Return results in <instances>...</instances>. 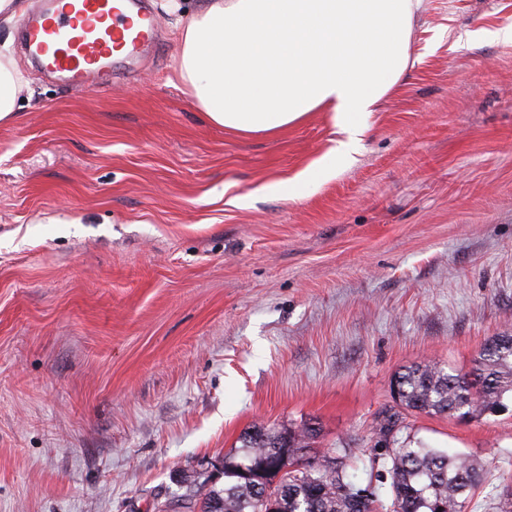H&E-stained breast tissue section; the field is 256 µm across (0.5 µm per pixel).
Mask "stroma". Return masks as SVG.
Masks as SVG:
<instances>
[{
  "label": "stroma",
  "instance_id": "35a3bbf8",
  "mask_svg": "<svg viewBox=\"0 0 512 512\" xmlns=\"http://www.w3.org/2000/svg\"><path fill=\"white\" fill-rule=\"evenodd\" d=\"M156 48L112 84L33 67L0 124V512H153L252 424L316 423L366 483L391 381L468 371L512 334V0H426L410 75L354 162L273 191L343 135L324 112L273 137L209 123ZM401 437L512 484V409L407 416Z\"/></svg>",
  "mask_w": 512,
  "mask_h": 512
}]
</instances>
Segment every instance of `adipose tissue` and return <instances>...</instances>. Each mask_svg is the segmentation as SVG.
<instances>
[{
    "instance_id": "obj_1",
    "label": "adipose tissue",
    "mask_w": 512,
    "mask_h": 512,
    "mask_svg": "<svg viewBox=\"0 0 512 512\" xmlns=\"http://www.w3.org/2000/svg\"><path fill=\"white\" fill-rule=\"evenodd\" d=\"M178 16V70L207 120L272 136L327 112L344 140L278 192L300 198L352 162L373 106L405 79L423 0H213ZM27 81L0 48V122L15 116Z\"/></svg>"
}]
</instances>
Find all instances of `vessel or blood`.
I'll list each match as a JSON object with an SVG mask.
<instances>
[{
	"instance_id": "obj_1",
	"label": "vessel or blood",
	"mask_w": 512,
	"mask_h": 512,
	"mask_svg": "<svg viewBox=\"0 0 512 512\" xmlns=\"http://www.w3.org/2000/svg\"><path fill=\"white\" fill-rule=\"evenodd\" d=\"M157 23L131 0H55L29 14L24 42L44 69L70 83L110 84L114 54H138L156 36Z\"/></svg>"
}]
</instances>
